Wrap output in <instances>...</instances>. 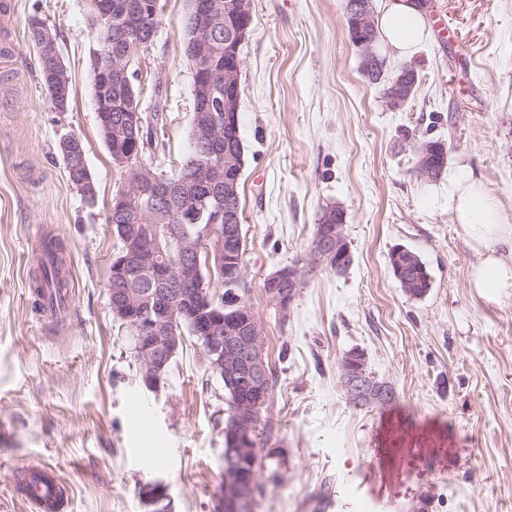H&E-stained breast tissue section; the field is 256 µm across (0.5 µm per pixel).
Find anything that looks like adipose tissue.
<instances>
[{"label": "adipose tissue", "instance_id": "ef3b65f1", "mask_svg": "<svg viewBox=\"0 0 512 512\" xmlns=\"http://www.w3.org/2000/svg\"><path fill=\"white\" fill-rule=\"evenodd\" d=\"M379 35L404 58H412L426 38L421 12L413 0H390L377 20ZM448 210L456 232L470 248L474 260L467 285L481 299L498 302L512 296V257L500 252L512 242V225L501 213L481 180L462 173L448 176Z\"/></svg>", "mask_w": 512, "mask_h": 512}]
</instances>
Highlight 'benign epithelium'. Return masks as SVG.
I'll return each instance as SVG.
<instances>
[{
    "mask_svg": "<svg viewBox=\"0 0 512 512\" xmlns=\"http://www.w3.org/2000/svg\"><path fill=\"white\" fill-rule=\"evenodd\" d=\"M224 17L227 36L224 38L223 64L215 59L212 49V26L218 17ZM353 44L360 58V69L368 77L386 80V105L396 110L411 96L416 73L400 69L385 75L386 63L374 52L376 38L375 8L372 0H353L349 5ZM252 24L251 0H193L187 14L186 50L192 67L194 143L203 148L207 159L198 162L193 176L189 177L199 187L209 190L193 200L194 210L208 214L211 232L193 238L179 224L168 223L166 201L173 189L166 177L146 173V167L135 162L138 146L136 126L141 123V104L134 91L135 72L133 59L151 46L154 29L146 30L134 17L123 26V41L127 51L123 58H112V42L101 40L93 50L92 58L98 74L124 85L129 92L130 115L126 127L125 143L111 150L114 164L128 170L130 186L112 200L111 212L123 213L130 202L138 205L141 223L132 225L125 251L114 261L108 280L111 311L124 312L128 306L139 303L149 313L129 326L134 340V355L141 368L143 386L153 392L160 390L167 366L183 347L182 320L196 325L197 339L202 343L208 369L218 378L240 381L253 390L258 400L243 405L237 414L234 444L224 449V483L220 497L225 512H252L254 497L259 485L256 466L257 449L246 444L254 423L261 412L259 397L268 381L266 348L263 327L247 303L233 307L225 313L214 307L221 291L211 289L199 276L202 266L224 268V253L235 249L241 234L238 182L244 168L241 141H224L222 127L238 124L240 103V75L242 59L240 47L249 34ZM38 49L44 64V74L54 85L56 93L53 106L58 111L67 107L70 95L67 70L58 51L56 40L44 23H38ZM59 151L73 166L75 182L84 197L96 195L95 185L86 163L80 139L66 136L59 141ZM224 158V164L212 158ZM447 148L442 142L428 144L418 159L417 173L426 179L434 178L439 166L445 164ZM166 223L159 232L158 222ZM310 254L315 264L326 266L336 263V272L351 267L354 255L342 224H319L311 244ZM397 270V279L408 294H413L411 282L404 273L407 263L400 253L391 257ZM147 271V286L133 295L132 289L121 284V276L134 268ZM300 274L295 266H283L264 279L263 290L268 303L281 316L295 298ZM207 295L208 306L200 307L197 300ZM359 352H347L341 358L342 382L349 396L373 406H386L390 395L366 378ZM248 462L252 473L241 478L238 464ZM147 512H172V505L165 486L160 482L147 485L143 492Z\"/></svg>",
    "mask_w": 512,
    "mask_h": 512,
    "instance_id": "obj_1",
    "label": "benign epithelium"
}]
</instances>
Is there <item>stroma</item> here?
<instances>
[{
    "label": "stroma",
    "mask_w": 512,
    "mask_h": 512,
    "mask_svg": "<svg viewBox=\"0 0 512 512\" xmlns=\"http://www.w3.org/2000/svg\"><path fill=\"white\" fill-rule=\"evenodd\" d=\"M0 20V512H31L15 471L35 461L70 491L68 512H145L162 482L173 512H218L227 400L193 336L159 391L141 383L132 341L109 306L118 239L108 222L128 186L101 139L90 55L103 32L86 0H8ZM141 53V106H161L160 148L142 161L168 175L190 149L192 70L183 51L187 0H162ZM428 36L412 59L385 43L387 71L417 87L398 110L359 69L341 0H252L241 47L240 178L245 280L278 383L262 418L264 491L254 512H512V297L471 293L472 253L448 211L447 176L424 182L416 150L443 141L446 166L482 179L512 224V0H426ZM51 29L72 82L51 104L27 22ZM447 19V29L432 25ZM79 137L96 187L67 176L60 138ZM346 213V274L313 267L326 207ZM63 241L67 316L39 310L38 239ZM418 253L430 292L409 298L393 250ZM300 269L287 317L262 289ZM361 350L395 390L384 408L355 404L340 358Z\"/></svg>",
    "instance_id": "obj_1"
}]
</instances>
